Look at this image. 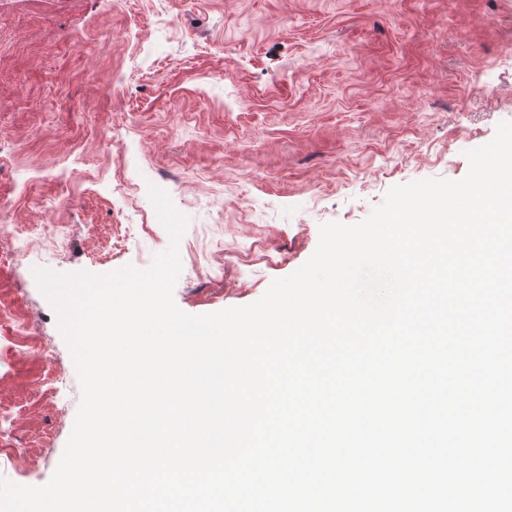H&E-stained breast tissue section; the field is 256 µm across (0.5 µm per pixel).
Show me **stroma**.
<instances>
[{"mask_svg":"<svg viewBox=\"0 0 512 512\" xmlns=\"http://www.w3.org/2000/svg\"><path fill=\"white\" fill-rule=\"evenodd\" d=\"M508 40L512 0H0V478L47 483L80 402L35 267L147 268L154 185L189 220L177 306L253 303L321 224L467 174L512 121Z\"/></svg>","mask_w":512,"mask_h":512,"instance_id":"obj_1","label":"stroma"}]
</instances>
